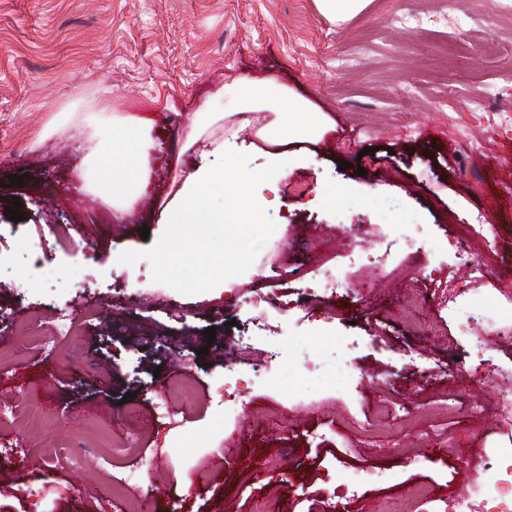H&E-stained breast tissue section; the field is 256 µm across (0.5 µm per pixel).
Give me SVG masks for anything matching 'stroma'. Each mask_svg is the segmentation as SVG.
Returning <instances> with one entry per match:
<instances>
[{
    "label": "stroma",
    "mask_w": 512,
    "mask_h": 512,
    "mask_svg": "<svg viewBox=\"0 0 512 512\" xmlns=\"http://www.w3.org/2000/svg\"><path fill=\"white\" fill-rule=\"evenodd\" d=\"M242 76L292 89L333 127L289 143L301 163L285 178L252 183L263 223L232 289L189 294L159 265L156 219L171 179L199 161L184 145L187 113L224 114L237 171L265 169L256 131L268 113L239 128L225 91ZM503 109L512 110V0H370L340 21L316 0H0V205L21 216L17 234L0 239V349L12 348L19 313L50 333L55 311L99 308L78 345H27L21 364L0 362V400L35 422L0 418V439L24 447L0 457V512H126L132 496L154 512H252L259 500L269 512H399L415 486L431 494L413 512H449V488L468 492L512 452V418L497 413L477 371L484 359L512 374V338L488 324L512 326ZM126 115L153 123L154 176L117 223L93 188V148ZM330 186L335 200L318 204ZM490 197L496 210L484 206ZM340 223L364 233L363 251L345 252ZM489 232L485 278L459 274L460 295L441 304L460 250L480 256ZM270 236L295 250L259 261ZM381 255L387 277L363 289ZM330 266L356 290L325 298L319 273ZM257 290L283 296L288 313L255 319ZM175 304L188 311L178 322ZM241 336L277 352L278 370L242 368L250 390L228 412L217 392L239 366ZM187 354L195 398L174 403L172 423L154 422L160 382ZM475 403L484 414L471 415ZM43 432L84 455L86 471L44 461ZM365 467L378 480L350 495Z\"/></svg>",
    "instance_id": "1"
}]
</instances>
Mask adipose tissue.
I'll return each instance as SVG.
<instances>
[{"label": "adipose tissue", "mask_w": 512, "mask_h": 512, "mask_svg": "<svg viewBox=\"0 0 512 512\" xmlns=\"http://www.w3.org/2000/svg\"><path fill=\"white\" fill-rule=\"evenodd\" d=\"M232 90L244 112L266 110L272 114L258 131L259 138L273 147L261 181L282 179L293 165V156L280 152V145L320 137L332 125L326 114L286 87L243 77ZM212 121L208 112H194L188 117L186 143L199 146L201 161L183 176L171 202L160 214L159 222L166 225L167 232L158 241V252L162 268L182 272L186 287L220 292L228 266L240 258L241 252L212 237L211 231L227 224L230 215L239 213L245 214L247 226L259 225L260 201L250 191V178L228 169L226 160L234 152V142L229 137L209 135ZM153 147L149 127L139 117L129 115L113 120L109 163L102 169L104 191L113 208L126 210L144 194L152 175ZM214 154L223 156V164L211 163ZM204 237L209 240L207 265L198 270L190 258Z\"/></svg>", "instance_id": "1"}]
</instances>
